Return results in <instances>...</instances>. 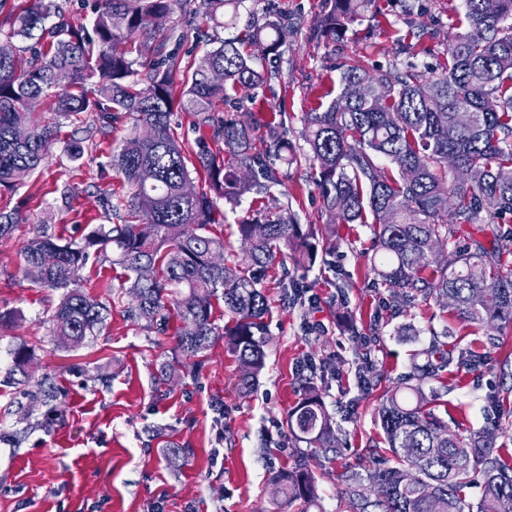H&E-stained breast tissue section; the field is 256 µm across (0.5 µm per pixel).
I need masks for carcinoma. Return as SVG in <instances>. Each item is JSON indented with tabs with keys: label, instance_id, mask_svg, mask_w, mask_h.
<instances>
[{
	"label": "carcinoma",
	"instance_id": "cac0c4a2",
	"mask_svg": "<svg viewBox=\"0 0 512 512\" xmlns=\"http://www.w3.org/2000/svg\"><path fill=\"white\" fill-rule=\"evenodd\" d=\"M241 2L91 0V24L77 27L68 6L34 0L8 18V31H0L1 188L16 186L61 141V122L35 121L34 103L50 99L55 116L77 124L65 142L73 160L90 144L100 147L124 118L135 121V132L111 153L110 166L127 190L110 183L98 188V203L115 223L98 225L79 242L40 224L22 248L24 277L58 293L51 321L59 343L80 346L101 332L112 303L84 292L80 283L89 262L110 260L124 271L130 295L126 321L165 334L171 318L179 319L177 348L189 358L224 337L240 369L236 388L249 393L264 368V278L277 256L289 253L297 267L307 269L319 250H331L325 241L332 226L366 223L373 231L371 271L395 289L393 297L410 305L451 296L462 322L499 336L512 332V236L497 230L512 220V184L495 177L497 169L512 168V0H498L494 14L485 11L484 0H464L466 31L448 39V64L438 74L396 63L375 73L359 58H347L340 93L323 111L304 114L301 136L308 151L302 153L293 151L281 121L269 127L258 147L253 127L224 116L230 92L263 86L278 75L276 69L258 68L255 59L280 55L288 17L264 15L252 23V54L225 39L183 78V101L198 133L195 146L187 147L170 133L183 102L173 89L181 38L171 30L150 45L149 27L178 10L202 19L197 36L209 42V25L220 26ZM372 2L330 0L313 34L336 39ZM135 41L141 46L138 60L126 49ZM213 69L224 71V82L208 81ZM58 70L68 72L65 88L55 85ZM358 81L369 84L368 93L347 100L349 86ZM213 142L232 149L231 160L224 161ZM450 153L469 170L470 182L448 180ZM271 156L315 170L329 223L303 228L292 208L273 198L237 224L242 258L230 267L224 240L203 230L219 223L216 200L236 201L253 189H268L275 181L267 163ZM242 168L250 177L239 174ZM199 171L206 182L197 190L191 174ZM461 224L490 233V245L472 237L439 262L434 247L455 238ZM220 300L229 316L222 330L213 319ZM447 346L433 342L424 351L426 362L413 365L398 386L362 376L367 389H381L377 419L386 447L369 449L340 473L346 512H512V465L504 459L509 449L496 445L488 429L452 431L435 412L439 393L429 383L453 362L464 368L484 363L471 349L454 354ZM29 361L28 347L17 345L10 371L30 380ZM288 428L296 440L326 455L337 457L346 448L312 382L289 412ZM273 484L286 503H301V512L318 503L316 481L303 458L278 471ZM475 484L481 493L473 503L466 490Z\"/></svg>",
	"mask_w": 512,
	"mask_h": 512
}]
</instances>
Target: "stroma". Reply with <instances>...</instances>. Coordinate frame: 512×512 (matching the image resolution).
<instances>
[{
    "instance_id": "obj_1",
    "label": "stroma",
    "mask_w": 512,
    "mask_h": 512,
    "mask_svg": "<svg viewBox=\"0 0 512 512\" xmlns=\"http://www.w3.org/2000/svg\"><path fill=\"white\" fill-rule=\"evenodd\" d=\"M327 9L326 0H243L221 38L244 36L253 18L288 16L294 28L281 47L279 74L260 91L259 104L228 103L233 118L263 135L272 112L282 114L289 141L303 147V115L324 109L340 92V67L359 57L372 71L395 61L441 72L448 55L445 36L460 31L462 0H374L371 9L336 40L311 37ZM423 30V53L398 56L397 40L409 28ZM107 158L89 151L72 160L63 146L13 190L0 191V210L19 211L10 238L0 240V430L16 432L0 442V512H275L273 474L307 459L322 512H344L338 475L369 445L380 442L377 395L359 387L357 373L371 360L377 373L396 383L409 373L414 354L433 334L447 333L449 345L471 348L485 358L468 370L449 365L438 413L450 428L495 429L498 443L512 449V335L491 348L485 332L460 321L444 301L394 306L392 290L370 270L372 232L366 224L337 227L336 249L308 272H296L303 287L288 303L273 278H266L269 313L265 367L254 390L236 389L237 362L216 342L204 356L185 358L171 333L132 326L113 307L103 332L76 348L58 347L49 320V291L35 287L19 269V254L33 228L49 220L56 233L82 240L106 218L97 202L100 167ZM274 194L291 202L300 224L329 220L312 170L275 159ZM69 188L72 208L59 191ZM257 192L238 204L219 202L224 221L209 235L223 237L226 255L241 257L236 224L258 209ZM412 326L414 333L401 335ZM26 344L32 379L50 376L60 404L31 399L27 386L6 376L11 350ZM173 364L165 382L159 363ZM324 367L317 384L347 441L342 457L325 458L289 433L286 419L308 379V363ZM499 394L497 409L487 398ZM186 451L178 467L165 454Z\"/></svg>"
}]
</instances>
